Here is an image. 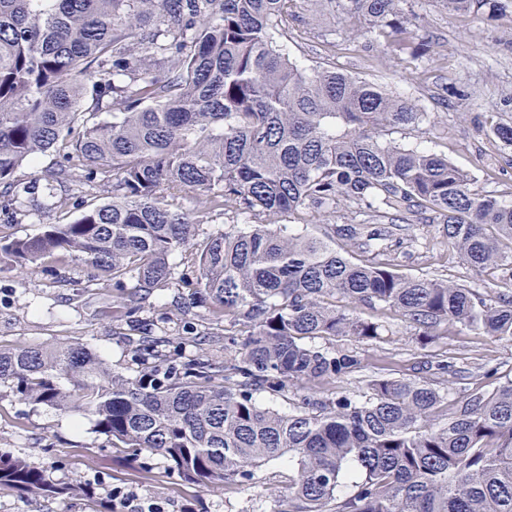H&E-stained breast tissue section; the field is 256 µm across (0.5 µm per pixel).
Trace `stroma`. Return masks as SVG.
Returning <instances> with one entry per match:
<instances>
[{
	"label": "stroma",
	"mask_w": 512,
	"mask_h": 512,
	"mask_svg": "<svg viewBox=\"0 0 512 512\" xmlns=\"http://www.w3.org/2000/svg\"><path fill=\"white\" fill-rule=\"evenodd\" d=\"M401 7L417 38L433 44L430 55L413 59L369 35L351 37L348 15L341 8L310 23L311 0H296L295 12L306 28L289 26L288 49L303 65L335 62L431 113L429 147L468 169L477 188L512 205V148L492 145L488 136L492 124L512 117V9L493 17L484 8L451 11L440 0H403ZM48 202L45 192H38L36 203H25L14 222L0 221V236H33L44 225L73 220V213L49 209ZM439 230L428 223L402 231L396 254L399 271L512 291V271L473 273L443 251ZM419 241L424 249H416ZM111 307V289L97 284L85 265L71 263L52 271L40 264L23 273L2 270L0 346L79 341L112 369L137 375L130 352L135 333L113 321ZM359 351L365 374L382 368L425 374L423 354L405 323H392L389 336ZM431 351L457 357L473 375L487 364L512 371V345L486 336H442ZM0 450L37 460L51 483H96L99 501H111L113 488L120 487L160 502L165 512H266L262 498L251 501L243 492L185 486L159 458L150 473L136 472L109 438L95 432L91 420L31 404L7 385L0 386ZM97 503L75 493L43 497L0 489V512H97Z\"/></svg>",
	"instance_id": "stroma-1"
}]
</instances>
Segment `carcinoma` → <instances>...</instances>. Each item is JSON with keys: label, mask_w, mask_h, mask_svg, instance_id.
Masks as SVG:
<instances>
[{"label": "carcinoma", "mask_w": 512, "mask_h": 512, "mask_svg": "<svg viewBox=\"0 0 512 512\" xmlns=\"http://www.w3.org/2000/svg\"><path fill=\"white\" fill-rule=\"evenodd\" d=\"M293 2L0 0V212L34 195L14 175L48 153L53 205L79 211L1 238L0 266L88 265L117 291L113 318L139 329L141 365L130 377L81 342L18 345L0 348V385L90 418L129 461L159 456L188 485L254 490L258 469L280 465L281 489L260 491L270 512H512V377L498 367L459 395L455 357L431 354L433 380L374 374L336 394L364 368L351 343L389 335V313L425 352L464 331L512 344L511 293L401 274L389 245V226L437 220L463 266L511 269L512 206L393 137L429 133V113L334 63L290 59L278 39ZM343 2L350 34L430 54L401 0ZM441 2L495 12L512 0ZM493 134L512 147V120ZM73 181L106 196L56 193ZM171 186L195 208L172 207ZM216 214L227 229L203 231ZM183 250L190 271L171 263ZM162 288L182 289L185 323L199 309L209 321L191 359L138 317ZM0 486L70 492L7 451Z\"/></svg>", "instance_id": "obj_1"}]
</instances>
